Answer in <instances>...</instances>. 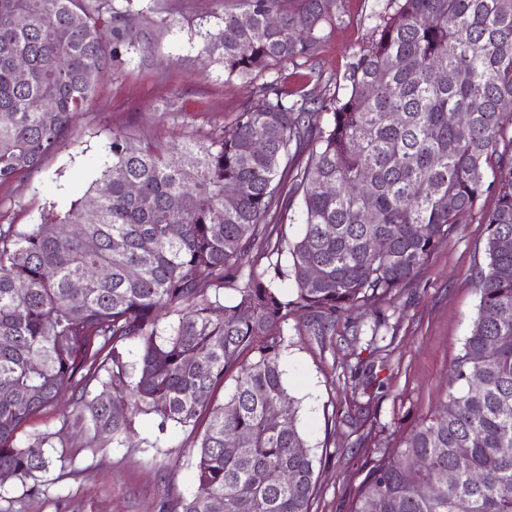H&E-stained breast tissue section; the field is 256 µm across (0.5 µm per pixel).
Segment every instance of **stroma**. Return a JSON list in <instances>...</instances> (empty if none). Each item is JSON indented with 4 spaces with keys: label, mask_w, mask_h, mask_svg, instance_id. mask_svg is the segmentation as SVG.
<instances>
[{
    "label": "stroma",
    "mask_w": 512,
    "mask_h": 512,
    "mask_svg": "<svg viewBox=\"0 0 512 512\" xmlns=\"http://www.w3.org/2000/svg\"><path fill=\"white\" fill-rule=\"evenodd\" d=\"M385 0H337L339 25L326 27L313 67L336 93L351 57L367 44ZM238 0H112L132 38L119 47L77 126L38 171L0 184V224L27 230L43 212L69 208L101 169L113 133L134 143L205 141L230 125L252 89L227 78L201 53V35ZM495 194L431 254L413 283L352 312L335 334L310 335L289 316L280 363L300 406L299 426L318 475L312 512H350L364 467L399 448L448 392V374L479 304L486 224ZM66 401L32 419L24 436L50 432L53 463L37 480L0 484V512H173L194 489L196 440L156 416L136 420L124 446L92 448L88 433L62 428Z\"/></svg>",
    "instance_id": "35a3bbf8"
}]
</instances>
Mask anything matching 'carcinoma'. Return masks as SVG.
I'll list each match as a JSON object with an SVG mask.
<instances>
[{"mask_svg":"<svg viewBox=\"0 0 512 512\" xmlns=\"http://www.w3.org/2000/svg\"><path fill=\"white\" fill-rule=\"evenodd\" d=\"M238 2L201 52L229 78L274 76L231 125L205 142L137 146L114 133L111 159L67 211L29 231L0 224V483L49 471L31 449L53 434L24 445L19 432L66 397L63 424L119 445L139 415L159 416L161 431L204 427L180 512H312L314 459L295 452L307 441L280 366L288 316L325 336L411 284L492 191L478 310L451 391L401 448L367 464L351 512H512V320L500 316L512 310V153L497 149L512 127V0H387L343 97L329 99L320 73L290 88L279 65L316 58L324 27L343 21L334 0ZM126 40L107 0H0V183L39 169L72 133ZM319 111L331 113L324 126ZM451 111L468 123L448 124ZM286 184L303 203L289 245L266 222ZM245 266L225 303L224 280ZM228 375L235 386L218 405Z\"/></svg>","mask_w":512,"mask_h":512,"instance_id":"carcinoma-1","label":"carcinoma"}]
</instances>
